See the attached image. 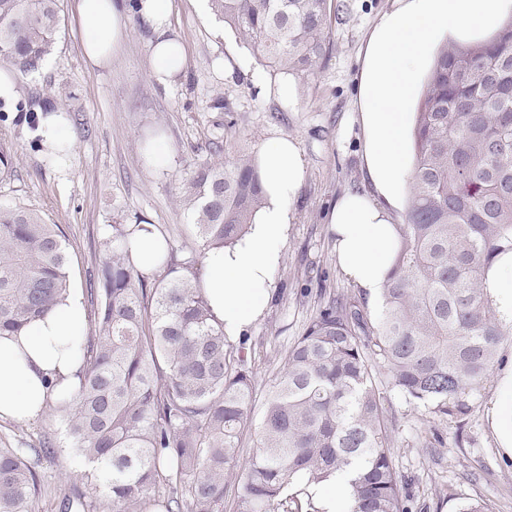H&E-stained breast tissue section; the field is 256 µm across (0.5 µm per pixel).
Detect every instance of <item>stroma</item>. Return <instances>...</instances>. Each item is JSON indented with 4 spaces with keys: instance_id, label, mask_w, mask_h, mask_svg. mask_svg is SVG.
I'll return each instance as SVG.
<instances>
[{
    "instance_id": "obj_1",
    "label": "stroma",
    "mask_w": 512,
    "mask_h": 512,
    "mask_svg": "<svg viewBox=\"0 0 512 512\" xmlns=\"http://www.w3.org/2000/svg\"><path fill=\"white\" fill-rule=\"evenodd\" d=\"M335 15L330 51L314 75L272 71L211 14L207 0H171L168 34L185 50L182 71L168 83L151 74L150 23L128 20L127 36L108 64L94 66L81 50L74 0H59L60 32L51 56L33 74L16 73L21 111L0 113V145L13 157L0 175V202L38 210L59 225L73 287L92 288L113 215L125 223L157 225L181 253L196 250L185 230L182 177L203 160L225 161L257 150L270 135L297 140L306 175L297 221L274 277V295L245 334L244 354L256 378V402L279 375L289 347L320 302L357 295L342 275L327 222L334 202L368 190L355 86L368 35L392 0H331ZM223 108H215V100ZM40 100L68 115L72 144L66 166L33 144L28 105ZM162 140L168 163L153 166L145 146ZM396 470L411 495L412 512H458L483 502L491 512H512V455L499 448L486 415L498 394L489 376L468 398L465 413L444 416L408 403L376 367ZM50 440L53 457L41 459L38 512H60L65 494L86 490L83 467L63 444L62 414L48 407L34 422L0 419V446L26 448Z\"/></svg>"
}]
</instances>
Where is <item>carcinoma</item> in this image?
Instances as JSON below:
<instances>
[{
  "mask_svg": "<svg viewBox=\"0 0 512 512\" xmlns=\"http://www.w3.org/2000/svg\"><path fill=\"white\" fill-rule=\"evenodd\" d=\"M212 14L267 66L313 75L328 51L329 0H209ZM58 0H0V58L24 73L52 53ZM406 223L380 314L355 296L320 303L288 349L264 403L257 445L240 463L255 375L211 322L199 259L242 238L261 205L255 157L204 161L183 179L198 250L165 241L149 278L129 249L133 225H110L97 269L94 335L77 396L56 400L67 447L112 512H321L308 488L347 476L348 512H409L383 419L377 364L410 404L451 415L512 336L484 281L512 252V20L475 45L445 42L417 102ZM61 231L0 204V333L48 314L69 288ZM39 448H0V512H36ZM81 495L63 512H89Z\"/></svg>",
  "mask_w": 512,
  "mask_h": 512,
  "instance_id": "obj_1",
  "label": "carcinoma"
}]
</instances>
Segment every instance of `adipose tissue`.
Masks as SVG:
<instances>
[{
	"label": "adipose tissue",
	"instance_id": "obj_1",
	"mask_svg": "<svg viewBox=\"0 0 512 512\" xmlns=\"http://www.w3.org/2000/svg\"><path fill=\"white\" fill-rule=\"evenodd\" d=\"M504 7L505 0H394L370 33L359 72L357 121L372 190L345 194L329 215L338 264L370 300L380 298L398 244L396 209L412 175L409 110L429 50L443 33L483 32ZM134 9L156 34L149 47L152 75L163 81L178 74L184 53L166 35L169 0H138ZM134 9L128 0H77L88 61L97 64L117 53ZM256 159L264 200L247 234L204 258L203 293L230 338L253 327L272 299L306 172L303 151L290 138L270 137ZM85 328L83 293L72 288L44 318L20 333L0 335V419L37 420L50 401L75 393L86 359ZM498 389L488 420L499 447L512 451V365L499 374Z\"/></svg>",
	"mask_w": 512,
	"mask_h": 512
}]
</instances>
